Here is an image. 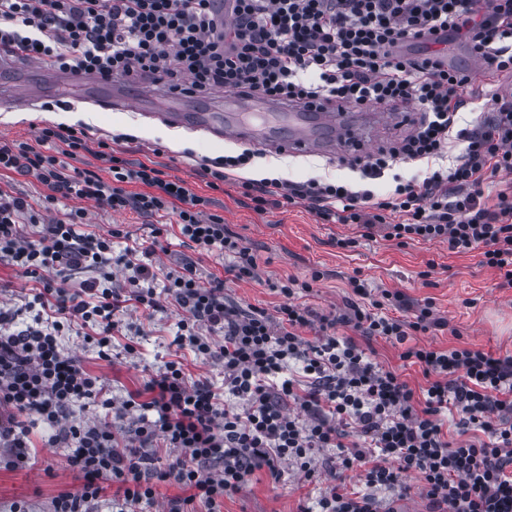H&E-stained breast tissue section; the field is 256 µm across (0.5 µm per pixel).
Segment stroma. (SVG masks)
I'll list each match as a JSON object with an SVG mask.
<instances>
[{
    "label": "stroma",
    "mask_w": 512,
    "mask_h": 512,
    "mask_svg": "<svg viewBox=\"0 0 512 512\" xmlns=\"http://www.w3.org/2000/svg\"><path fill=\"white\" fill-rule=\"evenodd\" d=\"M93 114L92 138L132 132L133 140L115 146L120 157L153 163L165 175L184 180L193 192L210 198L209 213L223 217L229 232L257 249L262 284L228 283L225 293L229 298L270 309L280 301L269 289L271 282L289 276L304 280L317 270L323 277L306 301L317 312L326 313L342 307L352 293L349 280L356 277L374 289L402 292L415 305L432 302L436 315L446 324L422 335L424 344L441 349L469 346L497 356L512 353V288L502 287L498 273L482 265L480 250L455 254L449 252L447 244L436 241H412L399 247L379 235L362 240L351 250L337 248V237L353 235L354 226L324 221L302 205L274 207L261 215L235 188L222 191L208 187L202 161L242 153L246 144L188 130L184 147L175 150L160 136V123L145 118L138 109L121 113L97 108ZM286 160L284 176L293 181L360 179L359 172L343 164L336 154H290ZM65 206L85 209L91 231L103 233L117 226L137 242L151 238L148 218L131 212L115 213L86 200L72 199ZM187 258L194 261L201 280L224 273L221 257L201 256L176 245L168 252L156 253L153 263L177 270ZM31 286L16 267L0 260V307L16 311L15 327L34 322L33 311L26 307ZM176 321L175 313L168 310L153 314L140 309L128 311L108 361L100 359L96 346L86 342L77 330L66 331L62 344L66 351L81 356L86 369L104 379L118 399L125 391L141 387L169 360ZM130 339L140 344L134 357L123 351ZM66 454V449L39 445L35 459L25 467L12 469L1 464L0 512H10L18 502L26 503L30 512H51L52 500L76 483ZM335 455L332 448L318 452L319 474L310 481L288 464L280 480L256 475L240 493L225 499L224 512H297L307 498L333 484L330 461Z\"/></svg>",
    "instance_id": "1"
}]
</instances>
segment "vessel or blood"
Listing matches in <instances>:
<instances>
[{
    "instance_id": "obj_1",
    "label": "vessel or blood",
    "mask_w": 512,
    "mask_h": 512,
    "mask_svg": "<svg viewBox=\"0 0 512 512\" xmlns=\"http://www.w3.org/2000/svg\"><path fill=\"white\" fill-rule=\"evenodd\" d=\"M79 80L91 101L107 109H127L133 100L125 83L108 84L93 74L80 75ZM43 94L42 88L20 81L5 83L0 85V104L26 107ZM138 102L149 118L291 154H357L370 144L376 127L405 128L419 118L418 110L411 105L389 108L344 104L318 108L240 92H225L218 101L202 103L188 93L160 89L155 100L143 98Z\"/></svg>"
}]
</instances>
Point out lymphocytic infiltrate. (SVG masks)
<instances>
[{
  "label": "lymphocytic infiltrate",
  "mask_w": 512,
  "mask_h": 512,
  "mask_svg": "<svg viewBox=\"0 0 512 512\" xmlns=\"http://www.w3.org/2000/svg\"><path fill=\"white\" fill-rule=\"evenodd\" d=\"M213 2L0 0V52L104 81L148 76L198 94L418 106L423 118L413 133L350 159L362 183L262 178L238 187L260 214L303 202L323 220L356 225L360 237L338 238L342 249L378 232L400 247L417 240L447 243L454 253L481 249L483 265L512 285V191L500 190L491 207L484 200L488 178L512 176V92L493 94L490 115L460 127L461 109L481 94L428 50L461 37L489 70L512 77V0H488L482 9L476 0H231L224 28ZM409 42L423 46V56L402 53ZM88 140V126L60 124L42 128L34 146L0 141V173L34 178L52 205L80 199L153 217L154 237L226 264L223 276L206 282L191 261L157 274L155 246L115 253L122 230L85 232L83 209L48 219L0 188V258L40 282L28 306L51 316L47 325L16 330L14 313L0 309V441L18 465L28 464L32 446L19 421L26 415L45 425L49 444L67 449L78 484L55 498L53 512H88L108 490L123 507L150 504L160 482L182 490L166 512H189L197 502L222 512L257 473L279 478L283 462L313 478L324 448L337 451L333 469L360 471L363 487L330 485L299 512H379L377 491L404 498L414 489L428 512H512V354L422 344L421 334L442 324L432 302L414 307L386 289L374 295L357 278L352 298L328 314L302 301L318 271L274 284L282 301L270 309L228 298L227 281H262L252 247L206 213V197L154 166L116 156L108 140H98L96 152L108 177L76 167ZM400 160L426 164L424 177L398 182L387 198L365 188ZM24 221L39 225L37 239L24 237ZM73 269L97 276L73 293L53 286L51 275ZM118 269L124 283L116 287ZM138 307L174 310L175 345L201 363H223V387L190 377L172 359L113 403L102 378L64 352L60 337L72 326L87 328L99 358L110 359L120 315ZM340 326L352 336L337 335ZM218 333L223 343L215 342ZM359 335L398 345L425 387L372 362ZM85 401L123 421V438L111 422H70ZM450 422L462 441H449ZM472 430L483 439H468ZM159 448L173 454L162 467L154 464ZM412 475L418 486L408 484Z\"/></svg>",
  "instance_id": "1"
}]
</instances>
